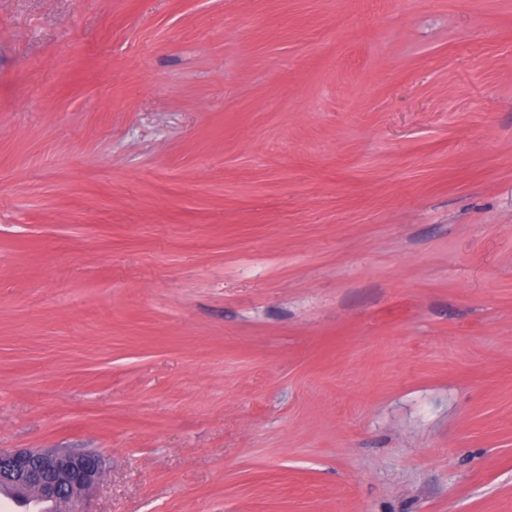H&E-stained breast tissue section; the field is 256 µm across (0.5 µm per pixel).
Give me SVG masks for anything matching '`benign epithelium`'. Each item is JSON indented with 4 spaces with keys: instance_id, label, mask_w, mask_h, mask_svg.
Segmentation results:
<instances>
[{
    "instance_id": "7a95c632",
    "label": "benign epithelium",
    "mask_w": 512,
    "mask_h": 512,
    "mask_svg": "<svg viewBox=\"0 0 512 512\" xmlns=\"http://www.w3.org/2000/svg\"><path fill=\"white\" fill-rule=\"evenodd\" d=\"M101 475V462L92 452L0 449V494L15 504L32 493L42 501L77 504Z\"/></svg>"
}]
</instances>
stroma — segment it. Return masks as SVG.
<instances>
[{
    "instance_id": "obj_1",
    "label": "stroma",
    "mask_w": 512,
    "mask_h": 512,
    "mask_svg": "<svg viewBox=\"0 0 512 512\" xmlns=\"http://www.w3.org/2000/svg\"><path fill=\"white\" fill-rule=\"evenodd\" d=\"M1 448L512 512V0H0Z\"/></svg>"
}]
</instances>
